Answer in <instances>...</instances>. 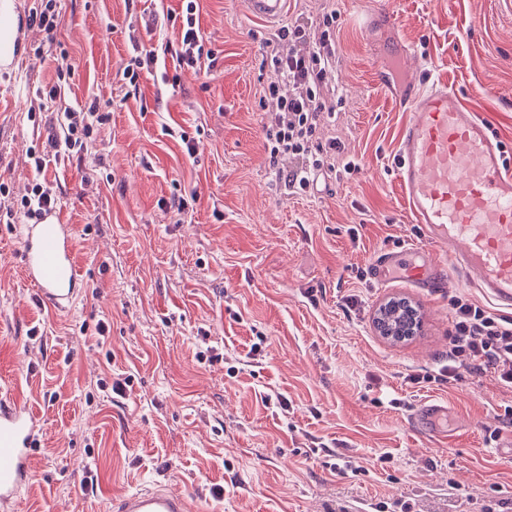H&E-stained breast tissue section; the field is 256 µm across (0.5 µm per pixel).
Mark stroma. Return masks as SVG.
Masks as SVG:
<instances>
[{
  "instance_id": "35a3bbf8",
  "label": "stroma",
  "mask_w": 512,
  "mask_h": 512,
  "mask_svg": "<svg viewBox=\"0 0 512 512\" xmlns=\"http://www.w3.org/2000/svg\"><path fill=\"white\" fill-rule=\"evenodd\" d=\"M197 4L215 60L175 87L157 65L133 96L122 72L131 39L158 52L177 43L170 17L183 0H62L55 42L26 28L15 67L0 69V183L12 202L34 176L27 150L46 136L35 91L55 80L61 51L73 66L66 105L113 102L82 159L46 170L84 283L70 310L39 303L20 258L25 220L0 219V398L42 424L18 512H110L156 485L194 493L204 512L511 504L512 459L485 439L512 431L501 418L512 391L488 374L440 378L453 300L486 298L455 272L429 296L366 271L381 249L424 243L395 178L407 115L377 75L382 5L412 77L461 93L512 167V0H287V22L338 14L343 102L315 138L355 168L323 172L310 196L285 190L276 172L288 162L271 164L264 148L274 73L262 43L275 25L245 0ZM185 135L199 140L197 159ZM177 196L189 200L180 214ZM392 298L421 316L400 343L375 326ZM426 403L447 406V442L409 426Z\"/></svg>"
}]
</instances>
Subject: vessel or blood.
Returning <instances> with one entry per match:
<instances>
[{"label": "vessel or blood", "instance_id": "vessel-or-blood-1", "mask_svg": "<svg viewBox=\"0 0 512 512\" xmlns=\"http://www.w3.org/2000/svg\"><path fill=\"white\" fill-rule=\"evenodd\" d=\"M248 11L279 20L286 0H246ZM408 118L397 142V181L424 238L444 245L441 253L418 247L382 251L370 263L377 285L391 279L436 295L456 271L495 305L512 306V170L484 118L448 84L398 80L392 89ZM20 252L27 281L39 301L69 309L82 286L73 261V233L57 211L25 225ZM443 406L421 405L409 418L418 430L441 435ZM38 418L15 400L0 402V512H14L31 477ZM114 512H198L187 493L158 486L123 496Z\"/></svg>", "mask_w": 512, "mask_h": 512}]
</instances>
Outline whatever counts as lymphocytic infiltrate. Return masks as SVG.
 <instances>
[{"label": "lymphocytic infiltrate", "mask_w": 512, "mask_h": 512, "mask_svg": "<svg viewBox=\"0 0 512 512\" xmlns=\"http://www.w3.org/2000/svg\"><path fill=\"white\" fill-rule=\"evenodd\" d=\"M196 0H186L182 12L180 40L167 46L174 68L201 66L205 43L196 16ZM336 12L321 20L295 21L282 27L271 42V62L278 75L263 89L262 104L269 114L265 150L271 163L292 160L279 177L289 193L308 196L317 187L322 170L330 168L331 157L314 136L318 126L332 117L338 88L332 80L336 68ZM67 80L58 76L46 91L49 105L42 119L45 139L30 150L35 178L30 190L16 204L17 213L33 222L47 209L56 207V188L44 171L49 160L81 156L95 125L106 121L111 101L91 98L83 107L59 108ZM455 334L444 369L449 377L459 371L473 375L494 374L512 388V322L466 298L452 303Z\"/></svg>", "instance_id": "f902f5d3"}]
</instances>
